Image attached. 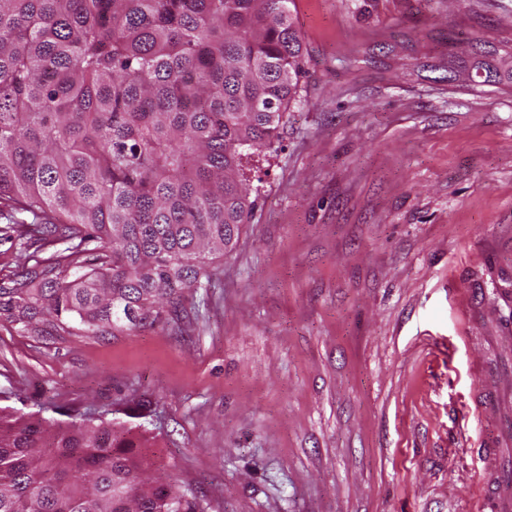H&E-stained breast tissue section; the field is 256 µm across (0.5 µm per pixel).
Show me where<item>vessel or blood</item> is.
Here are the masks:
<instances>
[{
  "label": "vessel or blood",
  "instance_id": "1",
  "mask_svg": "<svg viewBox=\"0 0 512 512\" xmlns=\"http://www.w3.org/2000/svg\"><path fill=\"white\" fill-rule=\"evenodd\" d=\"M483 469L477 487L486 512H512V452L495 437H486L480 447Z\"/></svg>",
  "mask_w": 512,
  "mask_h": 512
}]
</instances>
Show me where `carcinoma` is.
Returning a JSON list of instances; mask_svg holds the SVG:
<instances>
[{
    "label": "carcinoma",
    "mask_w": 512,
    "mask_h": 512,
    "mask_svg": "<svg viewBox=\"0 0 512 512\" xmlns=\"http://www.w3.org/2000/svg\"><path fill=\"white\" fill-rule=\"evenodd\" d=\"M291 0H0V214L63 245L0 277L37 341L176 323L219 274L305 73ZM147 432L0 410V512H206Z\"/></svg>",
    "instance_id": "obj_1"
}]
</instances>
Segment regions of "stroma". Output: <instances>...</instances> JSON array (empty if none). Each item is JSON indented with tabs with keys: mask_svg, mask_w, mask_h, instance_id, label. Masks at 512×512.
I'll return each instance as SVG.
<instances>
[{
	"mask_svg": "<svg viewBox=\"0 0 512 512\" xmlns=\"http://www.w3.org/2000/svg\"><path fill=\"white\" fill-rule=\"evenodd\" d=\"M301 101L186 317L46 344L0 326V407L139 426L206 512H478L512 359V0H292ZM25 226L0 217V276Z\"/></svg>",
	"mask_w": 512,
	"mask_h": 512,
	"instance_id": "1",
	"label": "stroma"
}]
</instances>
